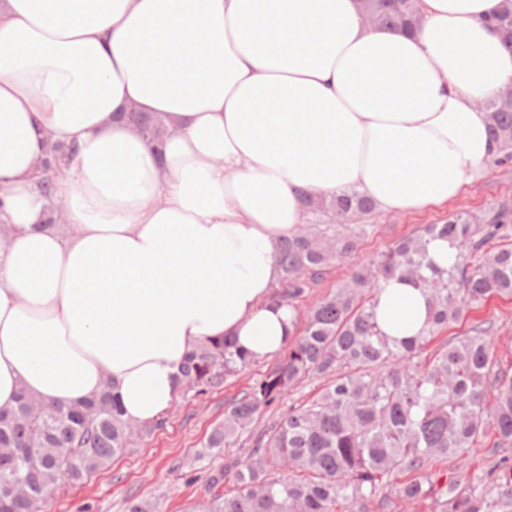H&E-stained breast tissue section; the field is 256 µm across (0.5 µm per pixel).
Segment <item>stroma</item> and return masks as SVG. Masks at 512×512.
Returning a JSON list of instances; mask_svg holds the SVG:
<instances>
[{
  "label": "stroma",
  "instance_id": "obj_1",
  "mask_svg": "<svg viewBox=\"0 0 512 512\" xmlns=\"http://www.w3.org/2000/svg\"><path fill=\"white\" fill-rule=\"evenodd\" d=\"M504 198L512 200V166L491 164L483 177L447 207L408 214L379 211L367 216L369 232L358 237L357 248L350 257L333 265L325 278L311 288L299 305V314H306L346 280L359 262L387 251L395 241L412 234L421 225L439 223L453 211L480 213ZM488 319L495 323L496 369L511 376L512 299L494 298L483 303L473 310L469 319L450 324L445 334L463 335L472 321ZM275 363L272 357L256 361L249 369L229 378L222 389L207 396H177L163 414V426L136 436L125 453L112 459L81 486H62L46 512H123L124 501L129 497L157 501L162 512H183L187 503L204 496L203 480L210 471L248 456L250 444L243 438L212 456H202L201 450L213 426L223 421L225 410ZM497 453L512 455V446L500 444L490 430L465 459L433 463L426 474L433 485L439 486L446 484L455 471L463 469L478 482L488 459ZM398 483V477H391L383 493L369 501L367 510L344 503L337 512H435L434 497L414 502L401 499L396 493Z\"/></svg>",
  "mask_w": 512,
  "mask_h": 512
}]
</instances>
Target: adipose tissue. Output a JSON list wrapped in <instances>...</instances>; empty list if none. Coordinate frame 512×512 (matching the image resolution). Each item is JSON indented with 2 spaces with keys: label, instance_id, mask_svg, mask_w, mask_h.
I'll return each instance as SVG.
<instances>
[{
  "label": "adipose tissue",
  "instance_id": "ef3b65f1",
  "mask_svg": "<svg viewBox=\"0 0 512 512\" xmlns=\"http://www.w3.org/2000/svg\"><path fill=\"white\" fill-rule=\"evenodd\" d=\"M417 4L402 33L360 0H0V407L108 386L124 420L154 421L192 348L286 346L276 247L303 194L414 213L482 176L498 146L481 103L512 85L489 24L505 0ZM132 109L163 121V153ZM53 152L48 196L34 166ZM430 311L407 279L376 297L399 340Z\"/></svg>",
  "mask_w": 512,
  "mask_h": 512
}]
</instances>
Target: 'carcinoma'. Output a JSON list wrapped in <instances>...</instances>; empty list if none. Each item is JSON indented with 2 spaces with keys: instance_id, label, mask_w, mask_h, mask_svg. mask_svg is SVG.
<instances>
[{
  "instance_id": "1",
  "label": "carcinoma",
  "mask_w": 512,
  "mask_h": 512,
  "mask_svg": "<svg viewBox=\"0 0 512 512\" xmlns=\"http://www.w3.org/2000/svg\"><path fill=\"white\" fill-rule=\"evenodd\" d=\"M374 26L409 29L418 17L415 0H361ZM512 51V0L490 21ZM492 133L512 159V86L480 103ZM141 136L161 150L163 122L129 113ZM40 184L57 190L54 159L40 163ZM309 213H326L336 234L299 228L279 243L281 270L271 300L297 308L313 284L336 261L356 248L357 231L343 221L372 212L374 204L356 190L331 198L303 196ZM512 236V205L503 202L480 216L453 212L442 224H426L385 253L358 266L349 281L319 302L285 347L274 369L256 379L224 413L210 433L205 453L221 450L251 433L260 411L280 403L301 379L321 376L331 384L307 406H289L271 430L256 437L242 463L211 475L205 496L185 512H334L338 500L364 503L378 495L383 477L402 470L421 471L432 460L468 454L489 424L512 444V376L494 372L492 324L476 321L467 334L441 343L424 365L414 362L448 325L494 297L512 298V246L487 249ZM448 241L456 251L448 270L433 266L427 238ZM407 278L432 301L426 334L404 340L383 335L375 319L376 296L388 279ZM253 363L226 338L207 341L188 352L177 393L204 396ZM493 387L492 405L486 392ZM133 425L122 419L109 389L81 405L45 404L22 392L16 405L0 410V512H33L49 503L62 477L78 484L124 452L137 433L161 426ZM233 489H224L226 481ZM424 481L400 483L401 498L429 495ZM436 512H512V459L489 461L481 490L459 470L436 493Z\"/></svg>"
}]
</instances>
